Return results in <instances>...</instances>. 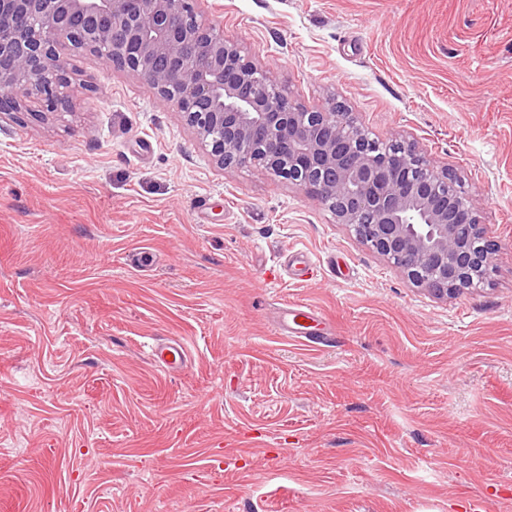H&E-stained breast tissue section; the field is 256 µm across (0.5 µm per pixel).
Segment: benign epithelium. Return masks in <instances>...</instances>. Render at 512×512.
<instances>
[{
    "instance_id": "1",
    "label": "benign epithelium",
    "mask_w": 512,
    "mask_h": 512,
    "mask_svg": "<svg viewBox=\"0 0 512 512\" xmlns=\"http://www.w3.org/2000/svg\"><path fill=\"white\" fill-rule=\"evenodd\" d=\"M198 0H0V114L70 108L59 48L147 82L222 168L259 166L438 296L484 279L496 244L455 173L416 146L371 139L336 101L308 110L201 18Z\"/></svg>"
}]
</instances>
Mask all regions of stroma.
<instances>
[{
	"label": "stroma",
	"mask_w": 512,
	"mask_h": 512,
	"mask_svg": "<svg viewBox=\"0 0 512 512\" xmlns=\"http://www.w3.org/2000/svg\"><path fill=\"white\" fill-rule=\"evenodd\" d=\"M201 11L296 102L455 172L492 272L414 287L316 197L217 167L149 84L62 50L70 112L0 116V512H512V0ZM294 248L308 281L280 275ZM287 304L328 343L279 335ZM153 355L166 369L181 366L186 361L184 352L174 344L155 345Z\"/></svg>",
	"instance_id": "obj_1"
}]
</instances>
